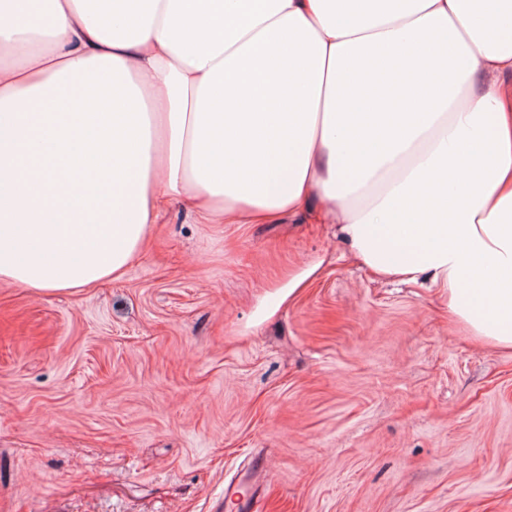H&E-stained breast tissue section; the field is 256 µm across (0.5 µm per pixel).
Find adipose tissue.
Listing matches in <instances>:
<instances>
[{
    "mask_svg": "<svg viewBox=\"0 0 512 512\" xmlns=\"http://www.w3.org/2000/svg\"><path fill=\"white\" fill-rule=\"evenodd\" d=\"M174 202L318 204L512 351V0H0V281L120 278Z\"/></svg>",
    "mask_w": 512,
    "mask_h": 512,
    "instance_id": "1",
    "label": "adipose tissue"
}]
</instances>
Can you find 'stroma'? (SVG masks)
Segmentation results:
<instances>
[{
  "label": "stroma",
  "mask_w": 512,
  "mask_h": 512,
  "mask_svg": "<svg viewBox=\"0 0 512 512\" xmlns=\"http://www.w3.org/2000/svg\"><path fill=\"white\" fill-rule=\"evenodd\" d=\"M255 458L252 512H512V352L316 207L176 205L119 280L0 281V512H236ZM250 479L255 481V487H257L260 479V469L256 464L246 471L239 481H229L227 485H224V499L234 501L237 510L240 512L251 510L250 497L245 491Z\"/></svg>",
  "instance_id": "obj_1"
}]
</instances>
